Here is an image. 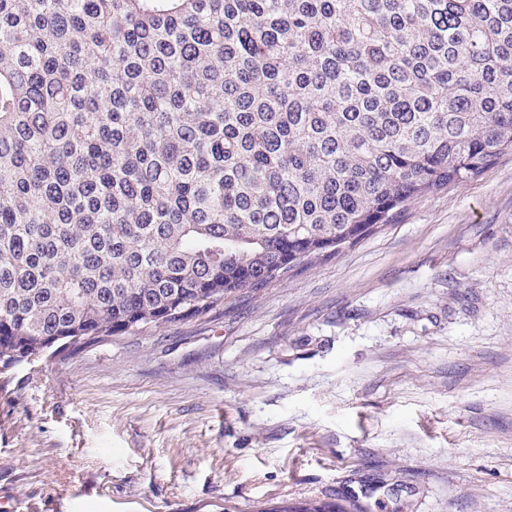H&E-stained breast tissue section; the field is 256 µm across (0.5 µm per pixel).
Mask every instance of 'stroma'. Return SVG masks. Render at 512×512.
<instances>
[{"instance_id":"obj_1","label":"stroma","mask_w":512,"mask_h":512,"mask_svg":"<svg viewBox=\"0 0 512 512\" xmlns=\"http://www.w3.org/2000/svg\"><path fill=\"white\" fill-rule=\"evenodd\" d=\"M13 512H512V153L200 318L0 375Z\"/></svg>"}]
</instances>
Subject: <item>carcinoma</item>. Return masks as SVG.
Listing matches in <instances>:
<instances>
[{
  "mask_svg": "<svg viewBox=\"0 0 512 512\" xmlns=\"http://www.w3.org/2000/svg\"><path fill=\"white\" fill-rule=\"evenodd\" d=\"M509 151L512 0H0V374L257 294Z\"/></svg>",
  "mask_w": 512,
  "mask_h": 512,
  "instance_id": "1",
  "label": "carcinoma"
}]
</instances>
